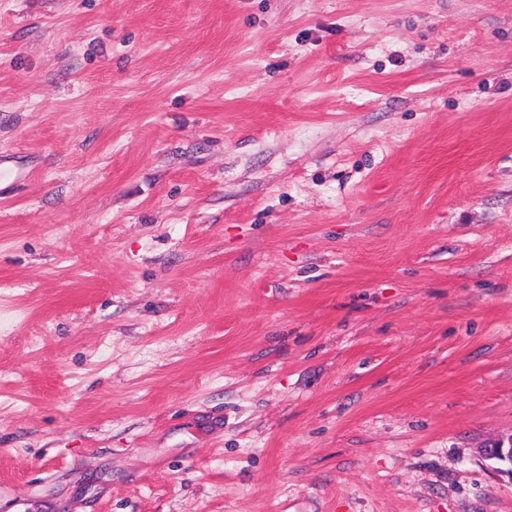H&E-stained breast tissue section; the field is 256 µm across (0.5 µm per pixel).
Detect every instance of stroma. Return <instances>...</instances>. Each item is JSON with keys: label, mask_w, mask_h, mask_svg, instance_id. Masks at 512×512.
Here are the masks:
<instances>
[{"label": "stroma", "mask_w": 512, "mask_h": 512, "mask_svg": "<svg viewBox=\"0 0 512 512\" xmlns=\"http://www.w3.org/2000/svg\"><path fill=\"white\" fill-rule=\"evenodd\" d=\"M0 512H512V0H0ZM478 454L484 460L508 463L507 473L512 478V433L487 439L478 448Z\"/></svg>", "instance_id": "obj_1"}]
</instances>
